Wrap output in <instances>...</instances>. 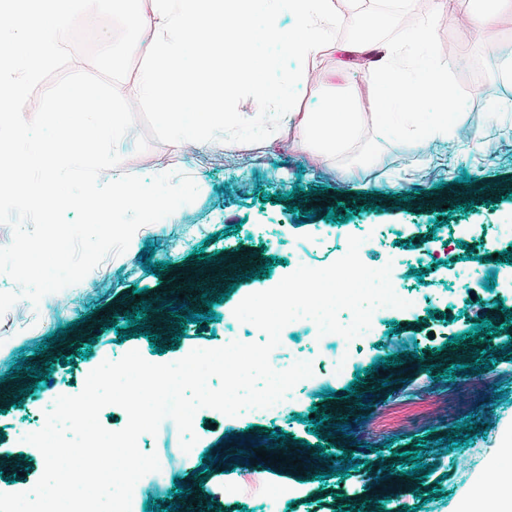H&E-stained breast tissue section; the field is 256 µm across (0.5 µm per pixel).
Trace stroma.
<instances>
[{"label":"stroma","instance_id":"obj_1","mask_svg":"<svg viewBox=\"0 0 512 512\" xmlns=\"http://www.w3.org/2000/svg\"><path fill=\"white\" fill-rule=\"evenodd\" d=\"M457 12L439 13L442 53L461 73L469 93L457 133L463 134L456 152L439 143L413 146L384 141L369 164L348 169L317 151L305 148L296 127L280 128L256 144H213L200 154L194 143H152L144 153H122L123 171L149 179L173 171L194 179L196 199L177 208L168 224L145 225L141 247L156 245L154 261L166 262L164 276L146 272L139 249L107 257L86 280L45 295L39 304L19 299L0 317V492L32 487L44 469L42 455L27 447L24 436L33 430L48 404L62 395L78 394L90 371L106 360H119L138 350L152 363L177 361L195 348L224 344V322L249 294L276 285L287 276L286 259L293 243L308 248L310 266L322 268L336 259L338 241L325 238V217L330 207L344 204L352 212L344 223L347 233L363 224L402 225L411 248L432 242L435 253L430 273L408 275L403 294L409 308L395 310L379 322L354 354L352 364L336 370L320 361L312 337H292L277 349L284 357L304 352L315 358L314 373L296 386L283 414L263 417H228L212 409L199 410L193 420L198 437L190 451L181 448V435L172 419H164L156 434L138 439L143 453L156 454L160 468L139 481L134 512L147 502L166 499L176 512H336L353 505L360 512H453L458 499L487 477L499 456L501 437L512 426V354L503 355L494 368L470 371L446 379L444 368L471 363L476 347L465 339L449 344L451 335L473 330V313L483 308L492 319L505 323L494 344L512 338V322L502 307L512 308V295L486 290V279L512 281V265L484 262V255L512 252V241L497 237L495 225H512V82L494 71L493 56L512 57V10L497 16L488 29L459 24ZM372 61L341 52L339 42L328 44L309 77L299 88L300 111L319 102L321 91L352 90L361 112L372 106ZM248 182L240 193V182ZM315 196H307V189ZM296 192L295 212L283 196ZM466 211H459V204ZM240 224L238 233L230 225ZM173 246H165L169 235ZM204 250L205 259L194 256ZM278 265L259 276L268 257ZM473 281L471 296L448 307V291L458 282L456 273ZM100 289L90 290V281ZM146 288L149 310L146 336L123 337L116 326L125 325L127 312L137 307L134 288ZM214 301L216 318L208 327H179L171 308L181 305L205 312ZM58 341L45 344L51 332ZM156 342H149V334ZM398 355L399 366L372 371L380 358ZM65 355L71 364H55L51 383H35L27 374L12 375L19 361L44 369L47 361ZM362 384H355V377ZM355 396H348V385ZM367 396L368 406L358 404ZM328 414L318 434L306 422L313 411ZM472 421L482 434L467 445L448 447L445 439L456 425ZM349 424L348 433L337 425ZM285 437L276 444L275 434ZM332 454L320 457L319 445ZM420 446L424 463L433 467L427 478L403 473V452ZM267 451L274 465L255 461ZM352 451L360 468L346 477L329 476ZM216 464L206 466L205 455ZM286 462H277V455ZM205 481H198L200 471ZM324 480H317V473ZM182 485L184 495L171 493ZM201 487L200 498L187 491ZM434 501L424 502L429 490Z\"/></svg>","mask_w":512,"mask_h":512}]
</instances>
